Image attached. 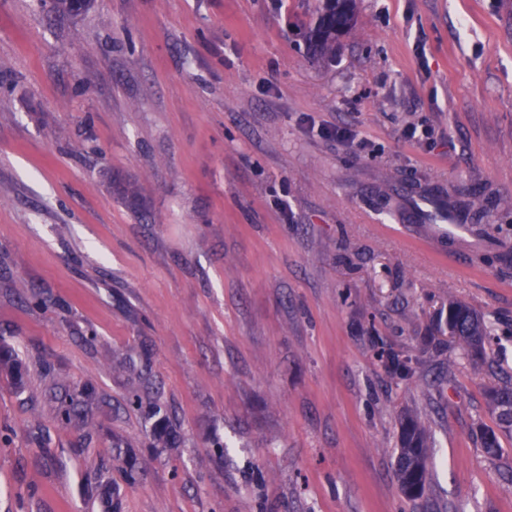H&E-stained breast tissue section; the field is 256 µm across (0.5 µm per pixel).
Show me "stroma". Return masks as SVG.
<instances>
[{
    "mask_svg": "<svg viewBox=\"0 0 512 512\" xmlns=\"http://www.w3.org/2000/svg\"><path fill=\"white\" fill-rule=\"evenodd\" d=\"M320 5L0 0V512H512V434L480 439L512 379V0H356L329 57ZM438 209L464 230L434 244ZM452 298L495 321L484 356ZM448 332L456 336L471 356L482 355L485 344L497 338L493 323L486 322L478 313L462 301L449 299L445 321ZM473 349L479 350L476 354ZM93 390L88 385L83 386L77 393L68 392L58 405V413L63 424H70L84 418L92 401ZM427 439L420 423L405 417L401 423L400 448L396 461V474L401 489L407 495L418 488L423 495L428 480Z\"/></svg>",
    "mask_w": 512,
    "mask_h": 512,
    "instance_id": "obj_1",
    "label": "stroma"
}]
</instances>
